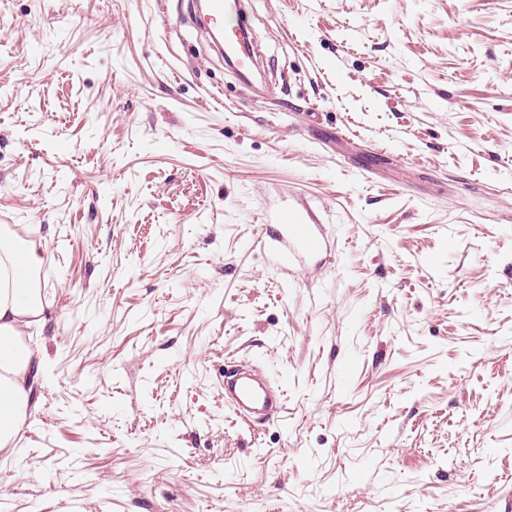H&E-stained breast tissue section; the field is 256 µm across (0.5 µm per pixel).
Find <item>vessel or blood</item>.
Listing matches in <instances>:
<instances>
[{
  "mask_svg": "<svg viewBox=\"0 0 512 512\" xmlns=\"http://www.w3.org/2000/svg\"><path fill=\"white\" fill-rule=\"evenodd\" d=\"M195 7L197 15L207 18L210 37L223 39L224 50L231 56L235 68L242 72L248 70L252 59L239 51L237 29L223 26L227 15L245 17L244 0H196ZM266 237L274 266L277 271L287 275L293 273L295 266L306 257L321 253L326 244L316 225L304 223L297 212L288 210L276 215L274 224L266 229ZM228 392L235 412L242 416L272 414L278 408L272 391L250 376L237 378L229 386Z\"/></svg>",
  "mask_w": 512,
  "mask_h": 512,
  "instance_id": "b4317fda",
  "label": "vessel or blood"
}]
</instances>
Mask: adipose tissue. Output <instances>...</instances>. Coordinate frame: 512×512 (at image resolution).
Here are the masks:
<instances>
[{
    "mask_svg": "<svg viewBox=\"0 0 512 512\" xmlns=\"http://www.w3.org/2000/svg\"><path fill=\"white\" fill-rule=\"evenodd\" d=\"M40 241L17 243L0 231V451L19 433L39 366L23 346V329L39 322L42 300L34 276L42 264Z\"/></svg>",
    "mask_w": 512,
    "mask_h": 512,
    "instance_id": "ef3b65f1",
    "label": "adipose tissue"
}]
</instances>
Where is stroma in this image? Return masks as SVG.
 <instances>
[{"mask_svg":"<svg viewBox=\"0 0 512 512\" xmlns=\"http://www.w3.org/2000/svg\"><path fill=\"white\" fill-rule=\"evenodd\" d=\"M246 11L249 90L192 0H0V227L44 246L0 512H512V0ZM278 209L328 238L291 275ZM225 391L230 394L234 411L243 419L246 415L264 413L273 418L279 408L271 390L259 380L251 376H242L231 383ZM270 413V414H269Z\"/></svg>","mask_w":512,"mask_h":512,"instance_id":"stroma-1","label":"stroma"}]
</instances>
